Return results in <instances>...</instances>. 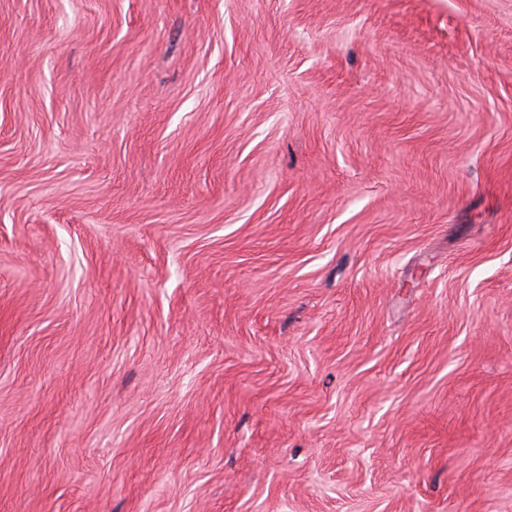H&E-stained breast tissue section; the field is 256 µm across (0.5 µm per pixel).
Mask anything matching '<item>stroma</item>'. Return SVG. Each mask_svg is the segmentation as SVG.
Listing matches in <instances>:
<instances>
[{
    "instance_id": "35a3bbf8",
    "label": "stroma",
    "mask_w": 512,
    "mask_h": 512,
    "mask_svg": "<svg viewBox=\"0 0 512 512\" xmlns=\"http://www.w3.org/2000/svg\"><path fill=\"white\" fill-rule=\"evenodd\" d=\"M0 512H512V0H0Z\"/></svg>"
}]
</instances>
